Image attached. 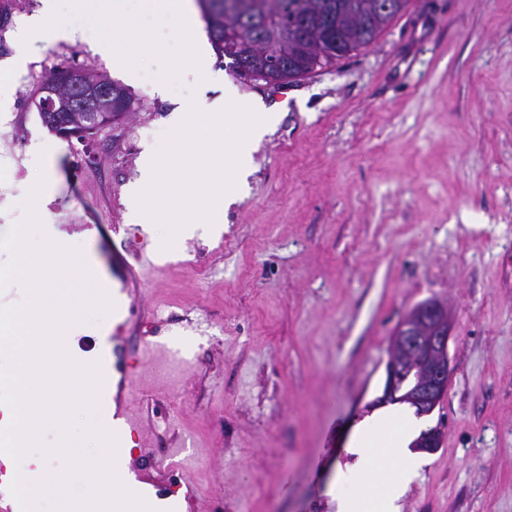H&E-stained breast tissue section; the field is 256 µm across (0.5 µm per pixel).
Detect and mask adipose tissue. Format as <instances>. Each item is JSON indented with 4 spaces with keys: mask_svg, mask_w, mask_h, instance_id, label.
<instances>
[{
    "mask_svg": "<svg viewBox=\"0 0 512 512\" xmlns=\"http://www.w3.org/2000/svg\"><path fill=\"white\" fill-rule=\"evenodd\" d=\"M57 0H41L38 12L20 28L18 38L31 43L71 36L68 26L56 21ZM69 11L78 17L96 13L102 34L92 47L106 58L113 70L137 79L138 54L149 47L148 36L138 27L127 0H68ZM416 420L402 408L388 407L357 422L348 450L355 461L339 485L328 493L337 512H400V501L423 459L412 451L419 436Z\"/></svg>",
    "mask_w": 512,
    "mask_h": 512,
    "instance_id": "ef3b65f1",
    "label": "adipose tissue"
}]
</instances>
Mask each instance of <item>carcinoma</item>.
<instances>
[{
    "instance_id": "cac0c4a2",
    "label": "carcinoma",
    "mask_w": 512,
    "mask_h": 512,
    "mask_svg": "<svg viewBox=\"0 0 512 512\" xmlns=\"http://www.w3.org/2000/svg\"><path fill=\"white\" fill-rule=\"evenodd\" d=\"M209 37L226 67L251 82L271 53L287 61L270 70L264 84L295 83L361 49L362 39L374 41L404 13L410 0H392L389 12H375V0H199ZM309 17L308 38L295 47L288 33L300 14ZM113 111L127 112L130 96L112 84Z\"/></svg>"
}]
</instances>
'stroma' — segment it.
Masks as SVG:
<instances>
[{
    "instance_id": "35a3bbf8",
    "label": "stroma",
    "mask_w": 512,
    "mask_h": 512,
    "mask_svg": "<svg viewBox=\"0 0 512 512\" xmlns=\"http://www.w3.org/2000/svg\"><path fill=\"white\" fill-rule=\"evenodd\" d=\"M39 6L0 0V68L27 59L0 112V228L24 218L50 159L44 229L91 254L112 285L108 333L90 318L76 338L106 396L114 361L179 338L188 365L141 367L125 393L141 419L127 467L153 512H336L326 489L382 394L391 334L430 298L453 317L452 373L424 418L442 444L400 512H512V0H411L371 46L279 87L241 83L214 50L207 69L189 64L191 37L129 0L156 50L125 85L131 115L93 136V162L33 101L61 67L112 77L91 49L98 28L62 8L72 37L20 45L17 27ZM159 79L168 94L153 91ZM228 85L279 120L223 231L163 248L159 227L128 220L143 145ZM135 247L150 266L132 268ZM183 445L192 499L144 464Z\"/></svg>"
}]
</instances>
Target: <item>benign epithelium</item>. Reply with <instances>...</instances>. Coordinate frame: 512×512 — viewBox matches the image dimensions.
Returning a JSON list of instances; mask_svg holds the SVG:
<instances>
[{"instance_id":"1","label":"benign epithelium","mask_w":512,"mask_h":512,"mask_svg":"<svg viewBox=\"0 0 512 512\" xmlns=\"http://www.w3.org/2000/svg\"><path fill=\"white\" fill-rule=\"evenodd\" d=\"M71 79L77 93L62 96L53 81L45 83L42 94L60 100L70 111L72 125L81 128L85 140L100 128L112 124L111 95L106 79L84 71H74ZM453 319L448 302L437 299L415 305L392 332L386 379L378 403H408L423 413L432 412L448 391L451 373L448 351ZM442 436L433 431L420 437L415 447L434 452Z\"/></svg>"}]
</instances>
